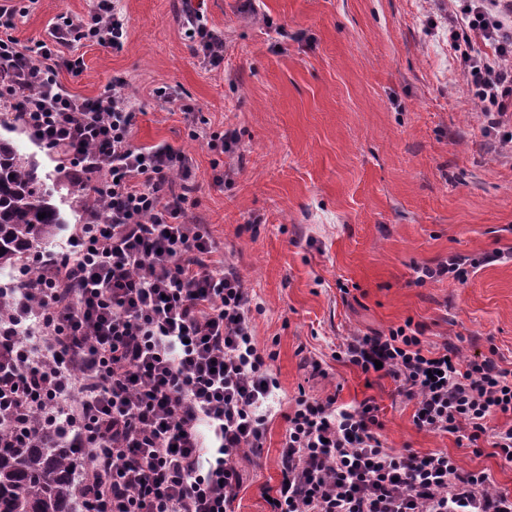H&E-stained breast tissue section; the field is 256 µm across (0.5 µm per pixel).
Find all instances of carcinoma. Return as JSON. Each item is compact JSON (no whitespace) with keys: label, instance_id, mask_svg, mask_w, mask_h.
Returning a JSON list of instances; mask_svg holds the SVG:
<instances>
[{"label":"carcinoma","instance_id":"1","mask_svg":"<svg viewBox=\"0 0 512 512\" xmlns=\"http://www.w3.org/2000/svg\"><path fill=\"white\" fill-rule=\"evenodd\" d=\"M61 223L36 165L0 137V270L17 271ZM81 482L78 449L53 435L0 438V512H83Z\"/></svg>","mask_w":512,"mask_h":512}]
</instances>
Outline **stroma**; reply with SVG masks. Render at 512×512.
Instances as JSON below:
<instances>
[{"label":"stroma","mask_w":512,"mask_h":512,"mask_svg":"<svg viewBox=\"0 0 512 512\" xmlns=\"http://www.w3.org/2000/svg\"><path fill=\"white\" fill-rule=\"evenodd\" d=\"M224 34V59L204 62L180 32L177 0H120L119 50L76 48L81 72L60 67L72 92L94 98L127 82L142 102L133 131L196 164L194 219L208 224L263 311L253 322L272 351L278 387L261 448L242 464L235 512H269L287 423L299 394L342 407L371 398L387 447L447 449L512 492V465L490 447L418 429L414 406L388 377L340 359L352 336L413 321L431 346L512 368V144L503 145L469 95L448 48V0H199ZM95 0H28L22 41L59 17L84 18ZM165 87L173 101L155 94ZM191 107L198 122L183 114ZM235 133L212 153L193 131ZM39 163L68 238L85 201L58 158L28 131L13 133ZM500 258L484 263L485 255ZM456 257L465 279L417 283L418 270Z\"/></svg>","instance_id":"obj_1"}]
</instances>
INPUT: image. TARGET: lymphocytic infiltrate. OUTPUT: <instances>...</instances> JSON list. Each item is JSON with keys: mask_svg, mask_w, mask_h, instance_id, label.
I'll return each instance as SVG.
<instances>
[{"mask_svg": "<svg viewBox=\"0 0 512 512\" xmlns=\"http://www.w3.org/2000/svg\"><path fill=\"white\" fill-rule=\"evenodd\" d=\"M21 9L0 0V101L66 164L88 199L66 248L37 252L0 318V412L19 438L54 431L81 449L89 512H234L242 453L262 446L278 382L253 333L260 304L204 224L189 220L190 155L136 146L138 97L115 82L98 97L71 93L59 58L91 41L122 48L115 0L65 18L26 44ZM450 48L486 116L512 108V0H453ZM181 28L212 63L224 35L185 4ZM496 48L495 57L483 44ZM35 318L36 331L23 326ZM362 373L393 379L418 429L487 443L512 464V369L427 346L412 321L352 337L340 353ZM374 400L340 409L299 396L286 416L271 512H512V493L454 456L387 448Z\"/></svg>", "mask_w": 512, "mask_h": 512, "instance_id": "obj_1", "label": "lymphocytic infiltrate"}]
</instances>
